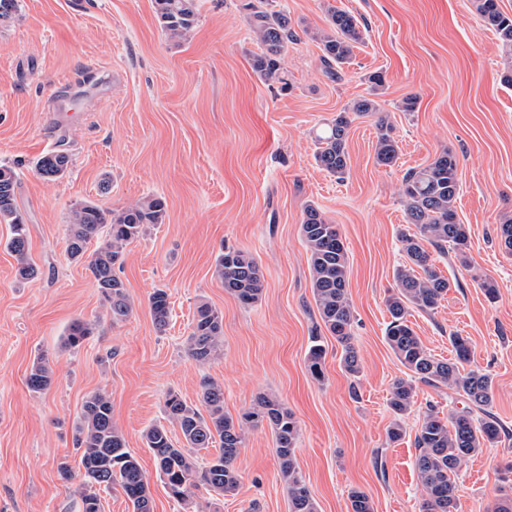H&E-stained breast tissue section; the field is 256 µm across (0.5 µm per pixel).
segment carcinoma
<instances>
[{
  "instance_id": "carcinoma-1",
  "label": "carcinoma",
  "mask_w": 512,
  "mask_h": 512,
  "mask_svg": "<svg viewBox=\"0 0 512 512\" xmlns=\"http://www.w3.org/2000/svg\"><path fill=\"white\" fill-rule=\"evenodd\" d=\"M273 0H258L251 5L249 25L261 52L252 58V68L267 83L283 82L284 56L288 43L295 40L290 18L285 10L271 8ZM475 9L487 27L495 32L503 50L504 68L501 83L512 87V16L500 10L498 0H474ZM161 29L168 38L179 41L194 28L199 0H155ZM316 39L321 45L322 61L331 74L350 63L356 44L363 39L361 22L351 13L328 9V28ZM380 111L377 101L361 97L338 113L318 136L315 153L317 166L340 179L349 169L346 148L351 115L365 116ZM399 145L393 126L378 120L376 162L393 166L399 158ZM69 157L63 152L44 155L38 164L46 178L65 174ZM459 161L456 152L445 148L426 166L407 171L401 185L406 223L417 232L401 233L408 263L396 268V293L388 297L391 320L386 340L399 361L413 377L434 386L444 385L465 396L471 407L446 417L429 410L417 428L414 444L418 449L416 468L422 487L421 512H457L456 478L463 464L474 454L500 438L501 426L488 411L493 401L492 380L486 373L463 372L459 364L469 360V340L454 334L450 343L455 360L435 357L410 326L409 309H434L448 293L451 283L431 263L427 247L452 252L467 265L469 228L457 220L455 202L459 195ZM17 175L0 166V222L11 225L7 247L15 258V276L30 280L38 274L29 257L26 225L15 206ZM166 205L163 198L147 196L129 206L106 211L93 201L79 205L72 214L68 229L67 252L71 259H88L97 288L109 305L112 321L121 322L132 312V304L123 281L115 274L122 265L127 245L138 239L150 224L163 222ZM106 234H101V230ZM307 246L311 274V292L323 326L343 345L341 362L352 376L359 374L357 352L351 344L353 310L348 296V252L338 225L330 222L319 207L308 204L300 225ZM95 248H90L91 243ZM224 289L240 303H256L264 288V276L254 256L246 251L226 248L215 268ZM149 310L156 328L161 330L170 314L166 290L158 288L149 297ZM93 334V324L74 322L64 339L67 348H78ZM224 347L223 316L202 303L194 315V326L187 338L188 356L199 364L218 357ZM325 350L314 343L307 355L311 376L323 375ZM53 383V370L47 354L33 360L26 377L29 390L40 393ZM415 403L412 381L395 380L390 387L388 405L394 414L388 437L392 441L403 435L401 419ZM267 423L275 436L276 455L281 479L285 484L290 512H318L317 503L296 467V443L299 429L293 414L280 399L262 395L253 407L238 418L224 412V386L205 380L201 385L200 404L187 403L171 393L164 403V421L150 426L144 433L146 447L152 452L158 476L168 494L183 502L191 489L199 485L224 496L240 485L235 462L244 447L246 431ZM178 429L182 441L172 435ZM82 449L80 481L81 512H100L97 491L120 487L132 505V512H153L149 480L136 457L126 448L122 430L112 418V401L105 392L88 395L75 431ZM219 444V453L203 467L197 465L194 452ZM350 512H374L373 501L363 490L349 492Z\"/></svg>"
}]
</instances>
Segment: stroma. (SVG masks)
Returning <instances> with one entry per match:
<instances>
[{
    "label": "stroma",
    "instance_id": "35a3bbf8",
    "mask_svg": "<svg viewBox=\"0 0 512 512\" xmlns=\"http://www.w3.org/2000/svg\"><path fill=\"white\" fill-rule=\"evenodd\" d=\"M247 2L201 0L194 29L178 42L161 29L154 0H17L0 21V165L17 175L16 205L39 269L35 279H16L11 230L0 224V512H81L76 485L58 466L79 470L73 427L97 391L112 398L154 512H289L264 424L246 434L234 493L199 488L186 502L169 498L143 433L161 421L169 392L198 403L206 379L223 384L231 416L262 393L293 413L297 468L318 512H349L354 488L375 512H420L417 426L428 407L444 416L467 402L448 387L416 383L403 437L389 441L390 386L410 372L386 341V300L406 260L402 179L445 147L459 158L455 206L470 230L468 262L433 254L451 287L436 308L412 310L410 322L440 359L453 356L450 334L469 338L468 366L490 374L491 411L506 428L462 466L458 512H490L512 497V254L496 236L503 216H512V88L500 82L496 34L471 0H276L297 39L285 55V84L270 85L252 68L260 47ZM331 6L366 26L337 79L326 74L314 38ZM373 73L384 78L376 92ZM370 94L394 127L399 158L377 164L378 117L356 118L349 172L337 180L315 162L316 134ZM410 96L416 107L407 112ZM55 150L68 154L69 168L47 179L37 162ZM150 195L165 200V221L126 249L119 276L134 306L116 323L85 264L69 259L67 229L84 201L112 210ZM309 203L338 224L347 248L355 377L312 299L300 231ZM227 247L250 252L262 269L264 290L253 305L225 291L215 273ZM483 278L496 283V299L485 296ZM158 288L170 302L161 331L148 307ZM202 302L224 321L223 352L204 365L186 352ZM77 319L97 329L80 348H63ZM316 340L326 351L318 380L307 366ZM41 352L54 382L35 393L26 376Z\"/></svg>",
    "mask_w": 512,
    "mask_h": 512
}]
</instances>
